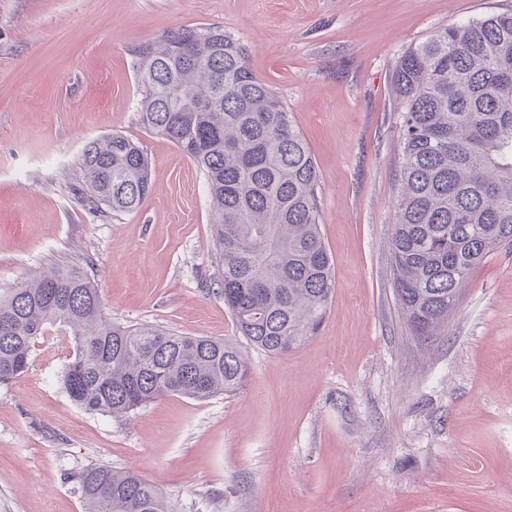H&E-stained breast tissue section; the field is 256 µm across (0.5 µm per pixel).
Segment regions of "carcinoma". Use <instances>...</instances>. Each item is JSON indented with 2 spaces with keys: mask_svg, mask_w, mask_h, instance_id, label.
<instances>
[{
  "mask_svg": "<svg viewBox=\"0 0 512 512\" xmlns=\"http://www.w3.org/2000/svg\"><path fill=\"white\" fill-rule=\"evenodd\" d=\"M137 111L203 172L219 250L218 293L255 347L286 355L322 324L336 286L320 232L312 152L246 47L219 27H182L132 49ZM403 105L390 229L393 286L412 334L432 339L473 271L512 243V13L437 28L392 74ZM97 200L138 210L152 191L140 143L118 133L85 144ZM70 329L63 385L89 412L124 416L177 394L241 390L249 366L229 341L118 325L81 269L47 270L0 293V384L29 369L45 325ZM88 512H174L133 471L75 475Z\"/></svg>",
  "mask_w": 512,
  "mask_h": 512,
  "instance_id": "obj_1",
  "label": "carcinoma"
}]
</instances>
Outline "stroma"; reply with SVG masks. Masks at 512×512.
I'll return each mask as SVG.
<instances>
[{"instance_id":"stroma-1","label":"stroma","mask_w":512,"mask_h":512,"mask_svg":"<svg viewBox=\"0 0 512 512\" xmlns=\"http://www.w3.org/2000/svg\"><path fill=\"white\" fill-rule=\"evenodd\" d=\"M512 0H0V292L52 267L87 271L112 322L234 343L231 396L165 395L113 417L62 385L68 332L39 337L0 385V512H87L75 478L132 470L175 512H512V246L470 276L432 343L393 289L398 191L391 75L438 27ZM221 27L271 85L317 165L336 288L319 331L284 356L238 333L222 296L203 174L137 112L131 50ZM124 134L154 189L96 207L85 143Z\"/></svg>"}]
</instances>
